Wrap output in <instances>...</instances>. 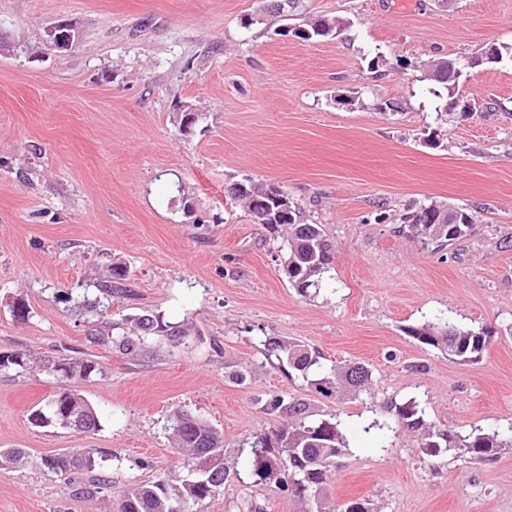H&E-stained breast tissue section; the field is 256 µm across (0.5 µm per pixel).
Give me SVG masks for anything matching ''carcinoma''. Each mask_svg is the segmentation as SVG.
Wrapping results in <instances>:
<instances>
[{"instance_id": "carcinoma-1", "label": "carcinoma", "mask_w": 512, "mask_h": 512, "mask_svg": "<svg viewBox=\"0 0 512 512\" xmlns=\"http://www.w3.org/2000/svg\"><path fill=\"white\" fill-rule=\"evenodd\" d=\"M269 187L250 182L246 190H237L234 197L251 205L252 197H264ZM441 207L438 202L421 204L400 216L397 232L434 246L438 251L468 235L472 217L463 210L448 216L446 224H425L427 211ZM276 234L283 230L277 247L278 259L288 276L290 285L299 295L308 296L310 289L319 288L325 274L332 268L335 247L323 225L309 224L299 205H292L288 216L279 224L268 225ZM125 272L112 268V276L97 284L102 299L82 304L85 312L95 318L90 341L108 346L112 352L124 357L136 355L151 348L156 337L161 336L175 348L188 336V329L170 326L160 318L130 315L123 324L107 322L98 325V319L106 314L109 305L103 300L127 295L123 284ZM120 333L115 334L113 330ZM406 333L418 343L448 354V359L462 363L481 360L489 337L488 329L465 328L448 322L423 324L406 329ZM268 351L278 362V368H288V373L302 378L306 385L326 399L340 400L342 388L359 391L371 381L372 372L363 364L347 367L330 366L321 362L322 354L302 342L268 341ZM30 356L15 352L3 357L0 369H27ZM44 370L60 382H91L103 375L102 368L88 359L57 357L45 364ZM53 410L48 420L41 421L31 414V421L38 425L69 427L68 410L75 405L83 406L89 413L94 432L99 418L80 394L63 388L56 393ZM263 410L287 417V421L268 432L256 433L249 441V476L256 485H275L292 502L301 505L303 512H331L326 499V488L331 471L346 440L341 432L339 416L316 418L308 412L307 403L300 399H287L269 393L260 399ZM399 429L422 434L423 447L428 456L436 458L448 448H461L472 460H483L506 447L499 433L474 429L468 433L441 428L426 423L424 411L410 399L393 406ZM175 446L186 456L187 473L172 483L157 480L148 484L133 483L122 490L118 499V512H196L197 506L224 487L229 472L224 466V441L221 435L206 421L185 411L176 410L166 427ZM105 451L99 448H74L62 456L41 458L45 471L64 480L74 495L99 494L112 498V481L97 473L99 459ZM27 453L20 448H0V469L17 468L26 463Z\"/></svg>"}]
</instances>
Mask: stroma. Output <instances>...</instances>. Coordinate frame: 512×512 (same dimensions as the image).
<instances>
[{"mask_svg": "<svg viewBox=\"0 0 512 512\" xmlns=\"http://www.w3.org/2000/svg\"><path fill=\"white\" fill-rule=\"evenodd\" d=\"M263 0H0V352L31 366L0 370V448L25 449L0 471V512H116L72 495L40 457L101 448L116 489L184 475L166 431L191 412L224 439L230 477L201 512H292L253 485L250 437L282 418L257 399L274 391L339 414L347 446L328 491L338 512H512V447L467 462L426 456L394 430L392 407L416 400L427 422L512 438V57L464 70L455 95L425 81L439 58L512 45V0H303L337 36L283 34ZM74 24L71 49L45 41ZM198 113L182 132L183 113ZM437 142H426L429 132ZM288 192L323 225L336 259L317 292L291 288L272 235L232 198L245 180ZM466 209L468 238L442 251L395 231L408 208ZM128 297L111 322L154 314L186 325L184 345L115 357L88 338L79 308L114 266ZM28 316L18 319L14 302ZM489 328L479 362L458 364L407 327ZM294 339L372 382L335 404L289 378L266 339ZM104 369L76 389L97 411L91 434L32 424L58 381L44 358ZM238 367L245 383L224 376ZM146 461L143 469L134 468Z\"/></svg>", "mask_w": 512, "mask_h": 512, "instance_id": "stroma-1", "label": "stroma"}]
</instances>
